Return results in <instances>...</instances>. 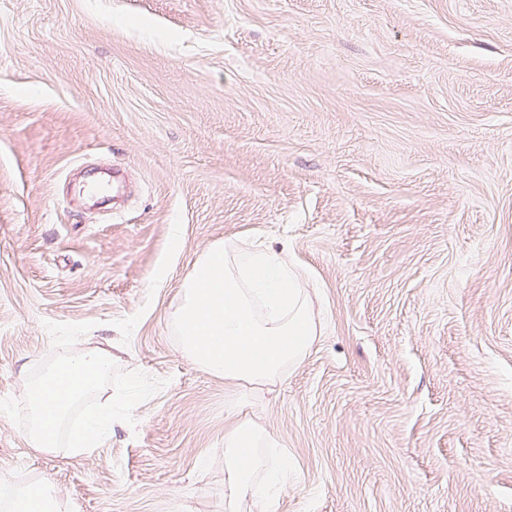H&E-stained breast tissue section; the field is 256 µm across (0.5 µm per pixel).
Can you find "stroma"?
<instances>
[{
	"label": "stroma",
	"instance_id": "obj_1",
	"mask_svg": "<svg viewBox=\"0 0 512 512\" xmlns=\"http://www.w3.org/2000/svg\"><path fill=\"white\" fill-rule=\"evenodd\" d=\"M216 242L314 292L274 383L173 336ZM49 321L164 383L86 452L0 414L58 512H227L231 406L269 512H512V0H0V399Z\"/></svg>",
	"mask_w": 512,
	"mask_h": 512
}]
</instances>
